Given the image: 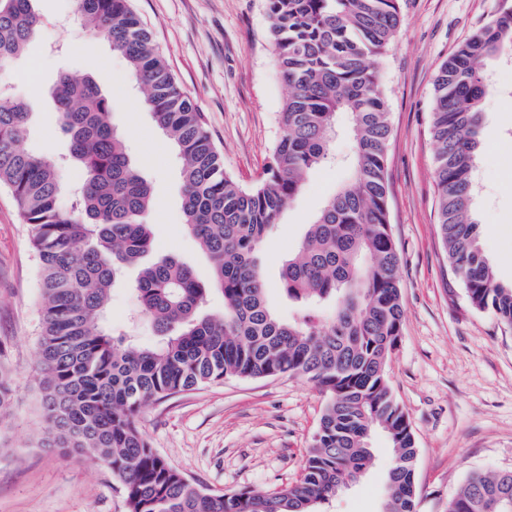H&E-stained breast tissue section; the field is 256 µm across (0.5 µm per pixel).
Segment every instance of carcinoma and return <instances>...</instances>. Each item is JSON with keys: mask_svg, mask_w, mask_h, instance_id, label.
I'll use <instances>...</instances> for the list:
<instances>
[{"mask_svg": "<svg viewBox=\"0 0 512 512\" xmlns=\"http://www.w3.org/2000/svg\"><path fill=\"white\" fill-rule=\"evenodd\" d=\"M34 0H0V71L40 25ZM274 58L288 85L272 162L249 187L224 169L204 113L179 88L129 0H75L91 36L122 56L143 102L181 161L185 224L211 265L208 282L154 250L147 181L112 125V99L91 75L63 74L52 96L70 139L56 162L20 147L31 119L23 100L0 99V187L12 193L39 263L37 388L46 429L38 447L94 456L119 480L128 512H322L356 481L379 431L392 449L382 512H416L417 447L392 394L387 365L401 335L399 253L389 221L387 97L375 59L400 26L399 0H267ZM512 58V9L478 29L438 67L431 133L438 230L471 306L512 328V284L483 253L472 208L484 64ZM354 134L352 174L307 225L280 279L297 304L280 319L266 301L260 245L311 170L332 161L338 119ZM83 172L69 209L59 205L67 166ZM139 267L141 313L159 337L142 347L114 331V285ZM224 296V313L203 311ZM300 376L325 395L300 480L269 491L215 494L156 455L138 427L154 398L226 376ZM0 359V417L16 399ZM447 512H512V471L476 474Z\"/></svg>", "mask_w": 512, "mask_h": 512, "instance_id": "obj_1", "label": "carcinoma"}]
</instances>
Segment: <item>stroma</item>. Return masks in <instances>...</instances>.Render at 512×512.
Returning a JSON list of instances; mask_svg holds the SVG:
<instances>
[{
	"mask_svg": "<svg viewBox=\"0 0 512 512\" xmlns=\"http://www.w3.org/2000/svg\"><path fill=\"white\" fill-rule=\"evenodd\" d=\"M402 23L376 66L388 100L389 220L400 253L405 319L387 376L406 412L418 455L417 512H444L474 473L512 470V330L473 309L448 267L437 228L433 81L441 62L512 0H400ZM151 29L182 91L204 113L224 167L240 184L254 182L281 135L287 89L269 37L266 0H131ZM41 24L0 95L34 107L25 149L59 158L69 137L48 97L58 76L126 71L107 44L89 48L73 24L74 0H36ZM499 88L485 104L474 210L483 251L496 276L512 282V66L490 63ZM112 123L151 186L145 216L155 251L190 265L200 280L210 267L184 226L179 160L135 85L111 87ZM346 168L314 169L301 195L267 236L262 252L267 298L289 318L280 288L283 260L296 247ZM39 266L29 232L7 190L0 189V349L8 356L17 399L0 422V512H128L121 483L88 454L65 457L39 448L44 427L36 389ZM137 294L112 292L110 323L141 346L157 337L139 315ZM324 405L310 382L278 376L204 385L152 402L138 426L153 450L213 493L296 484ZM373 458L359 480L326 512H382L389 444L375 434Z\"/></svg>",
	"mask_w": 512,
	"mask_h": 512,
	"instance_id": "35a3bbf8",
	"label": "stroma"
}]
</instances>
